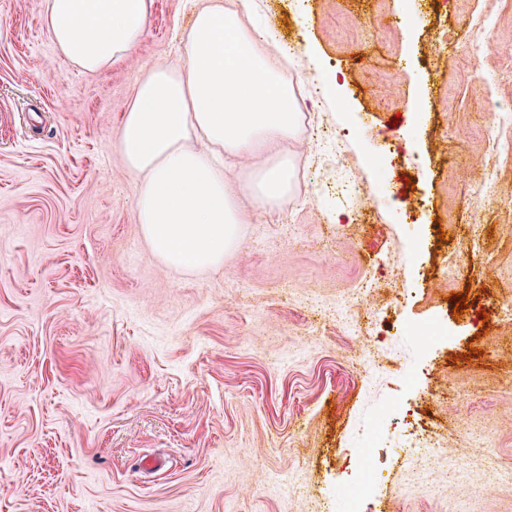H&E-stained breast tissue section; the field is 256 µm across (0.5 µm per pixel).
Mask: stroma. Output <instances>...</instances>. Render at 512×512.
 Wrapping results in <instances>:
<instances>
[{
	"label": "stroma",
	"mask_w": 512,
	"mask_h": 512,
	"mask_svg": "<svg viewBox=\"0 0 512 512\" xmlns=\"http://www.w3.org/2000/svg\"><path fill=\"white\" fill-rule=\"evenodd\" d=\"M41 4L0 0V512H512V319L475 318L512 300V0H253L318 95L288 141L294 190L250 207L215 270L152 251L115 148L189 0H153L128 60L93 75ZM391 260L395 287L359 299ZM431 320L447 336L423 356L408 326ZM416 417L446 446L424 483L402 447Z\"/></svg>",
	"instance_id": "1"
}]
</instances>
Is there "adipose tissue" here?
<instances>
[{
	"mask_svg": "<svg viewBox=\"0 0 512 512\" xmlns=\"http://www.w3.org/2000/svg\"><path fill=\"white\" fill-rule=\"evenodd\" d=\"M152 0H43L42 24L56 52L83 72L124 62L141 41ZM251 0H196L180 55L146 69L122 114L117 144L141 181L136 219L152 250L179 268L217 269L247 223L241 205L287 198L295 167L272 157L241 182L224 160L264 153L298 128L294 92L247 28Z\"/></svg>",
	"mask_w": 512,
	"mask_h": 512,
	"instance_id": "obj_1",
	"label": "adipose tissue"
}]
</instances>
